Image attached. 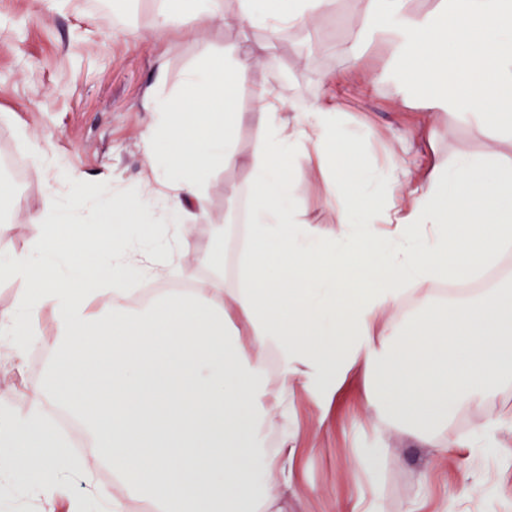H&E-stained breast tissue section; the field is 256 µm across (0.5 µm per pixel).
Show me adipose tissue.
<instances>
[{"label": "adipose tissue", "mask_w": 512, "mask_h": 512, "mask_svg": "<svg viewBox=\"0 0 512 512\" xmlns=\"http://www.w3.org/2000/svg\"><path fill=\"white\" fill-rule=\"evenodd\" d=\"M183 0L161 7L145 37L163 39L179 16L196 30L222 23L245 41L235 56L188 72L183 106L154 94L143 145L153 161L137 193L88 196L81 176L46 161L50 193L30 223L42 233L25 256L0 267L24 282L14 306L0 311V335L23 357L51 312L55 341L46 386L25 411L0 412V459L21 485L43 493L80 487L103 512H125L124 498L97 484L70 458L47 417L60 408L86 430L94 455L154 512H242L288 492L292 451L260 448L267 419L288 406L295 388L337 390L362 376L366 401L408 434L439 425L452 404H482L512 382V291L431 306L407 320L396 310L408 285L446 280L490 261L512 242V0H441L430 12L413 0H358L361 32L390 68L356 67L363 82L393 73L395 94L417 91L416 135L435 139L441 117L465 111L485 140L481 152L435 157L421 172L407 165L379 175L362 141L339 121L336 97L295 111L292 92L269 84L258 109H233L237 79L272 41L309 23L332 0ZM267 34L249 41L251 31ZM254 121L262 137L245 184L228 182V200L248 202L246 248L234 287L224 285V233L191 252L183 227L207 217L212 174L234 167L232 133ZM347 164L336 168V155ZM288 155L328 174L321 192L340 205L335 226L320 232L300 221ZM213 275L190 289L166 277L194 263ZM159 287L131 304L132 280ZM275 351L281 384L272 387L264 354ZM223 448L224 464L203 465Z\"/></svg>", "instance_id": "adipose-tissue-1"}]
</instances>
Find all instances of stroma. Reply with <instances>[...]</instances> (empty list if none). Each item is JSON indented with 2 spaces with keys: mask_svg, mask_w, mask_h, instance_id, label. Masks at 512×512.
I'll return each instance as SVG.
<instances>
[{
  "mask_svg": "<svg viewBox=\"0 0 512 512\" xmlns=\"http://www.w3.org/2000/svg\"><path fill=\"white\" fill-rule=\"evenodd\" d=\"M157 8V0H127L116 14L102 0H0V149L21 153L25 163L22 189L0 198L12 254H26L40 236L28 215L50 190L28 138L80 174L89 192L108 184L136 188L151 172L141 142L151 121L144 110L149 93L179 97L190 68L205 58L222 61L240 40L237 28L220 24L198 33L184 25L163 40H142ZM356 10V0H338L312 25L276 42L266 66L239 78L237 111H256L257 89L273 81L291 87L300 112L339 96L343 123L363 135L370 161L381 171L398 157L420 169L435 150L451 157L463 149L480 151L484 138L472 123L448 116L435 144H428L413 133L417 109L397 103L391 81L356 80L353 64L380 63L379 51L356 32ZM328 76L335 77L334 85L325 84ZM259 135L255 123L237 127V166L215 173L207 217L185 226L195 249H204L224 223V184L246 180ZM288 168L302 220L320 228L335 225L337 208L319 192L321 173L294 162ZM9 343L0 335V407L22 411L42 385L49 361L15 359ZM365 395L366 384L356 376L323 400L300 389L285 416L267 425V451L297 438L285 512H340L343 503L361 497L381 512H512V426L489 427L498 413L512 411V385H501L482 405L457 406L446 424L420 436L387 422L367 406ZM371 453L375 465L348 468L349 459ZM0 512H67V502L47 507L0 472Z\"/></svg>",
  "mask_w": 512,
  "mask_h": 512,
  "instance_id": "1",
  "label": "stroma"
}]
</instances>
